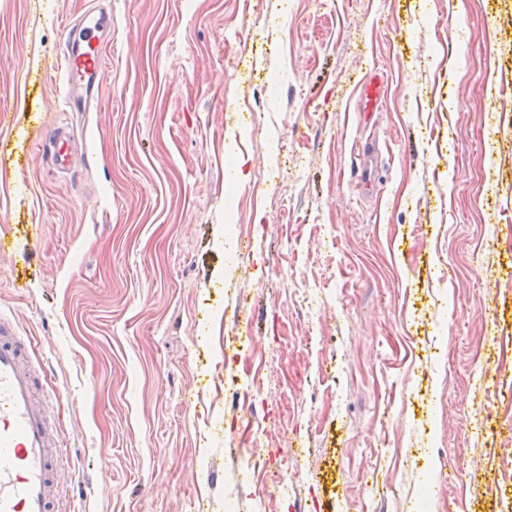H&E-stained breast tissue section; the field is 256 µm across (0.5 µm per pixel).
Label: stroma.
Returning <instances> with one entry per match:
<instances>
[{"label": "stroma", "mask_w": 512, "mask_h": 512, "mask_svg": "<svg viewBox=\"0 0 512 512\" xmlns=\"http://www.w3.org/2000/svg\"><path fill=\"white\" fill-rule=\"evenodd\" d=\"M509 82L512 0H0V310L58 394L54 512H512ZM110 18L105 14L93 16L82 22L66 25V38L61 51V68H63L67 86L65 99L69 107L73 101L69 81L78 82L88 96L105 68V57L100 49L101 37L110 29ZM385 94V84L380 78H366L359 86V95L363 99L366 111L373 108ZM69 141L63 130L55 128L47 130L41 138L43 149L62 168L68 167L71 162L67 151Z\"/></svg>", "instance_id": "stroma-1"}]
</instances>
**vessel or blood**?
Here are the masks:
<instances>
[{
	"label": "vessel or blood",
	"instance_id": "b4317fda",
	"mask_svg": "<svg viewBox=\"0 0 512 512\" xmlns=\"http://www.w3.org/2000/svg\"><path fill=\"white\" fill-rule=\"evenodd\" d=\"M111 26L99 14L67 24L61 66L67 79L92 91L105 68L101 37ZM385 94L382 79L369 77L359 86L365 108H373ZM69 140L63 130H47L41 144L61 167H68ZM33 366L23 359L16 323L0 314V512H51L63 487L54 460L67 448L55 438L45 415Z\"/></svg>",
	"mask_w": 512,
	"mask_h": 512
}]
</instances>
